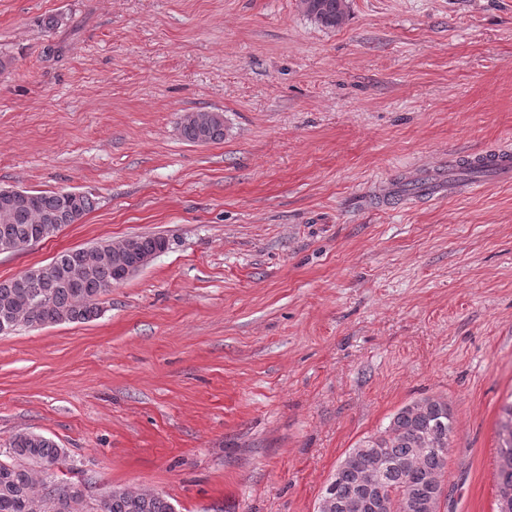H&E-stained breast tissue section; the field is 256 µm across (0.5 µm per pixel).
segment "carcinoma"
<instances>
[{
	"label": "carcinoma",
	"instance_id": "cac0c4a2",
	"mask_svg": "<svg viewBox=\"0 0 512 512\" xmlns=\"http://www.w3.org/2000/svg\"><path fill=\"white\" fill-rule=\"evenodd\" d=\"M304 13L325 28H336L349 16L348 0H300ZM180 135L191 144H208L224 140V115L215 114L210 123L200 125L189 117L180 118ZM28 202L13 207L8 223L18 236H25L36 217H50L52 223L66 227L91 212L95 200L85 193L68 195L63 191H26ZM112 264H101L74 284L59 281L35 282L28 292L36 297L30 309L38 326L87 323L99 316L89 305L101 306L106 286L113 283ZM454 418L448 401L442 397H425L399 409L389 423L377 433L364 438L351 452V465L336 479L335 512H346L341 505L351 499L373 473L378 471L379 454L391 458H408L405 469L381 471V488L393 508L399 510L406 495L424 485L431 473L447 467L448 453L423 452L421 438L434 435L450 448ZM499 454H512V401L504 404L498 431ZM8 460L0 461V512H51L48 492L55 493L64 512H82L83 496L75 493L76 483L56 480V473L68 467L65 449L52 440L43 441L22 432L16 434L8 449ZM99 512H175L163 496L113 487Z\"/></svg>",
	"mask_w": 512,
	"mask_h": 512
}]
</instances>
